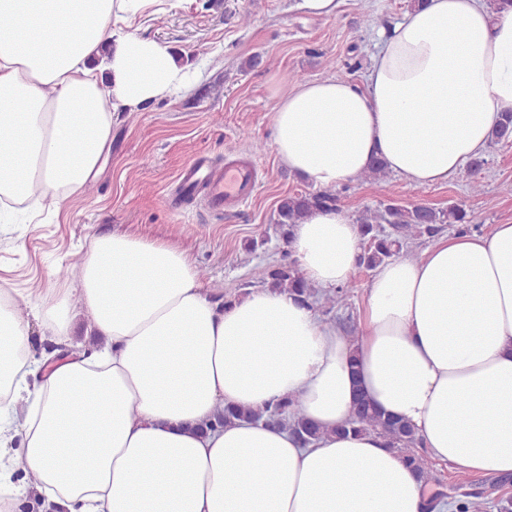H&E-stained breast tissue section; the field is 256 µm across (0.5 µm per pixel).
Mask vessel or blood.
I'll return each mask as SVG.
<instances>
[{"mask_svg": "<svg viewBox=\"0 0 512 512\" xmlns=\"http://www.w3.org/2000/svg\"><path fill=\"white\" fill-rule=\"evenodd\" d=\"M258 184L257 163L253 160H232L218 167L208 158L196 156L177 177V191L183 199L204 197L207 206L215 211L246 204Z\"/></svg>", "mask_w": 512, "mask_h": 512, "instance_id": "vessel-or-blood-1", "label": "vessel or blood"}]
</instances>
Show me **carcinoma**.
<instances>
[{"label": "carcinoma", "mask_w": 512, "mask_h": 512, "mask_svg": "<svg viewBox=\"0 0 512 512\" xmlns=\"http://www.w3.org/2000/svg\"><path fill=\"white\" fill-rule=\"evenodd\" d=\"M492 139L497 142L512 140V109L502 114V120ZM485 164L486 160L481 157L470 162V190L474 194L482 192V171ZM387 174L385 163L377 159L360 177L365 181L379 182ZM336 207L338 196L328 189L287 194L278 201L274 223L279 227L283 240L287 242L293 226L301 223L308 213L316 209ZM356 223L360 224L363 236L364 253L360 257V265L374 270L394 257H413L409 250L411 242L422 237L433 238L442 231L443 225H463L468 223V218L465 209L457 204L436 208L422 202L402 205L394 200H387L374 208H365L358 214ZM265 283L278 290L293 293L304 301L314 299L327 315L348 305L353 287L349 282L319 296L304 280L296 260L291 257L268 265L265 269ZM262 418L268 424L289 426L293 436L302 444H309L320 436L319 428L300 416L296 397L273 403L263 413L226 407L224 412L218 414L217 423L224 425L235 419ZM349 429L359 433L372 432L383 437L388 447L397 451L405 462L417 470L422 482L427 484L432 480L425 460L417 451L421 441L408 424L384 416L361 397L352 408L351 418L337 427L336 431L345 433ZM450 499L458 512H486L487 509V502L479 494L459 488L455 489Z\"/></svg>", "instance_id": "obj_1"}]
</instances>
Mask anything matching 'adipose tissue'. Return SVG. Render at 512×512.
Returning <instances> with one entry per match:
<instances>
[{
    "label": "adipose tissue",
    "instance_id": "ef3b65f1",
    "mask_svg": "<svg viewBox=\"0 0 512 512\" xmlns=\"http://www.w3.org/2000/svg\"><path fill=\"white\" fill-rule=\"evenodd\" d=\"M163 3L0 0V210H55L83 194L113 111L189 87L186 66L128 29ZM511 108L512 9L423 0L381 35L364 83L278 92L272 142L282 165L321 187L377 156L424 187L484 152ZM289 249L326 292L350 280L362 237L345 210H315ZM34 308L56 336L84 313L100 343L29 365L28 326L0 296V512H20L33 492L45 512H427L423 482L381 437L337 434L360 394L456 472L512 473V223L381 264L354 341L274 288L222 304L187 251L120 230L94 238L78 288ZM293 395L324 431L316 444L248 419L214 423L224 407ZM17 426L21 447H3Z\"/></svg>",
    "mask_w": 512,
    "mask_h": 512
}]
</instances>
